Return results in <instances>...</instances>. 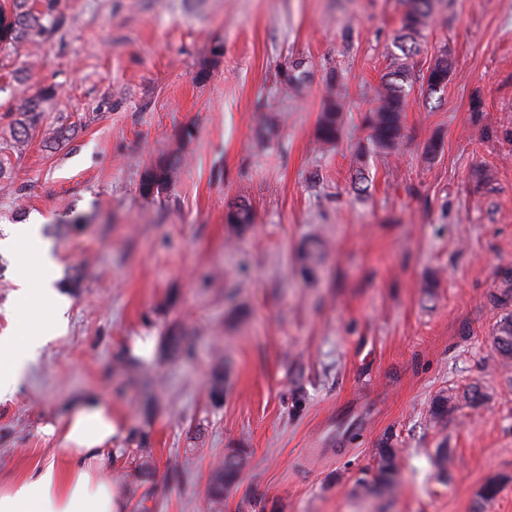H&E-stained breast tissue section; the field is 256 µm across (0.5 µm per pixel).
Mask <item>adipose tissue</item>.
Returning <instances> with one entry per match:
<instances>
[{
  "label": "adipose tissue",
  "instance_id": "1",
  "mask_svg": "<svg viewBox=\"0 0 512 512\" xmlns=\"http://www.w3.org/2000/svg\"><path fill=\"white\" fill-rule=\"evenodd\" d=\"M40 227L27 224L14 231L8 245L17 259V295L37 293L25 330L0 336V398L13 395L28 366L41 349L65 333L66 296L54 286L56 263L48 247L32 250ZM36 267L40 286L30 290L26 271ZM57 437L63 461L37 464L22 481L0 487V512H125V502L109 478L117 451L114 438L122 428L101 398L83 394L74 398L64 420L47 419L41 427Z\"/></svg>",
  "mask_w": 512,
  "mask_h": 512
}]
</instances>
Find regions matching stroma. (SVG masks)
I'll use <instances>...</instances> for the list:
<instances>
[{
	"label": "stroma",
	"mask_w": 512,
	"mask_h": 512,
	"mask_svg": "<svg viewBox=\"0 0 512 512\" xmlns=\"http://www.w3.org/2000/svg\"><path fill=\"white\" fill-rule=\"evenodd\" d=\"M54 7L51 39L0 59V148L21 100L44 112L8 155L0 238L41 218L69 331L0 400V484L60 458L41 425L94 393L124 431L112 478L127 512H208L235 448L244 466L223 512H512V365L492 343L512 315L499 300L512 271V0H435L408 55L402 0ZM444 53L448 85L430 99L414 84L396 153L367 149L382 76L425 73ZM294 60L307 76L290 88L280 72ZM333 73L345 121L322 146ZM268 119L276 133L258 142ZM61 122L74 134L49 142ZM177 149L175 181L143 196L144 169ZM236 201L251 208L242 228L227 218ZM15 277L1 251L0 336L18 331ZM139 336L155 351L132 364ZM472 386L479 402L431 417L439 394ZM386 443L400 464L387 490L374 480Z\"/></svg>",
	"instance_id": "stroma-1"
}]
</instances>
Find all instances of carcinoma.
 Returning a JSON list of instances; mask_svg holds the SVG:
<instances>
[{
	"label": "carcinoma",
	"instance_id": "obj_1",
	"mask_svg": "<svg viewBox=\"0 0 512 512\" xmlns=\"http://www.w3.org/2000/svg\"><path fill=\"white\" fill-rule=\"evenodd\" d=\"M405 10L401 18V31L407 37H415L425 30L432 19L433 0H404ZM63 20L54 14L53 0H42L36 7V0H5L0 4V51L15 47L23 42L42 43L50 39L62 26ZM452 64L447 54H442L428 68L420 79L426 84L428 95L444 91L448 85ZM284 84L299 86L306 77L302 64L293 63L282 70ZM414 80L409 70L400 67L389 72L381 88L377 90V106L365 117L369 130L368 141L383 154L396 152L403 130V112ZM14 129V143L21 145L32 132L42 124L41 100L26 99L20 103ZM344 126L343 105L340 95L332 93L321 113L316 131L317 141L323 145H334L340 139ZM183 155L173 151L159 157L141 177L140 190L149 195L153 185L163 190L178 174ZM494 348L503 363L512 360V316L500 322L493 336ZM243 450L236 449L224 455V460L215 468L209 488L210 512H222L224 490L233 484L240 472ZM398 473L396 451L393 448L381 450V460L376 481L390 488Z\"/></svg>",
	"mask_w": 512,
	"mask_h": 512
}]
</instances>
